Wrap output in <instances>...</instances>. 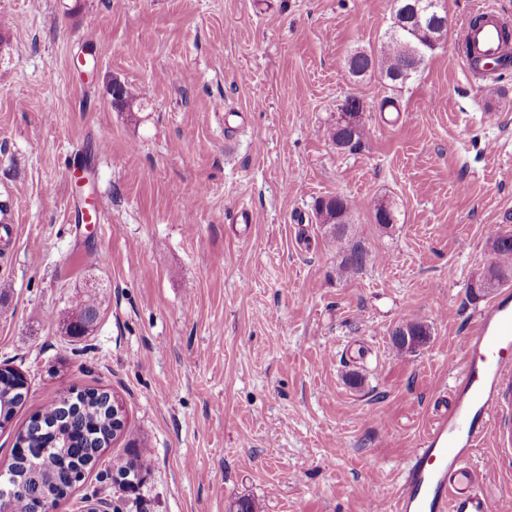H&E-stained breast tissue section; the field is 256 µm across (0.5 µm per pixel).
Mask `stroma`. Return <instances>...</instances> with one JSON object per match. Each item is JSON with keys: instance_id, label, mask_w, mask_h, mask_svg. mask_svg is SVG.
Segmentation results:
<instances>
[{"instance_id": "stroma-1", "label": "stroma", "mask_w": 512, "mask_h": 512, "mask_svg": "<svg viewBox=\"0 0 512 512\" xmlns=\"http://www.w3.org/2000/svg\"><path fill=\"white\" fill-rule=\"evenodd\" d=\"M444 46L376 110L393 0H0V366L28 382L0 466L47 404L108 391L125 428L56 512H378L448 404L463 342L512 283L472 299L491 227L512 230V69L475 81L453 38L476 7L443 0ZM135 99L123 107L113 83ZM365 105L360 146L327 132ZM91 161L98 223L66 168ZM355 199L342 260L316 200ZM391 201L381 227L374 205ZM251 224H233L240 208ZM95 295L87 335L70 305ZM431 337L397 352L391 333ZM139 459L135 487L112 459Z\"/></svg>"}]
</instances>
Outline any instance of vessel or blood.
<instances>
[{"mask_svg": "<svg viewBox=\"0 0 512 512\" xmlns=\"http://www.w3.org/2000/svg\"><path fill=\"white\" fill-rule=\"evenodd\" d=\"M511 26L512 19L482 9L461 40L482 61H493L502 57L504 30ZM491 432L499 446L484 466L501 470L512 458V302L505 299L484 310L466 336L448 407L413 449L400 495L381 503V512H495L473 466Z\"/></svg>", "mask_w": 512, "mask_h": 512, "instance_id": "b4317fda", "label": "vessel or blood"}]
</instances>
